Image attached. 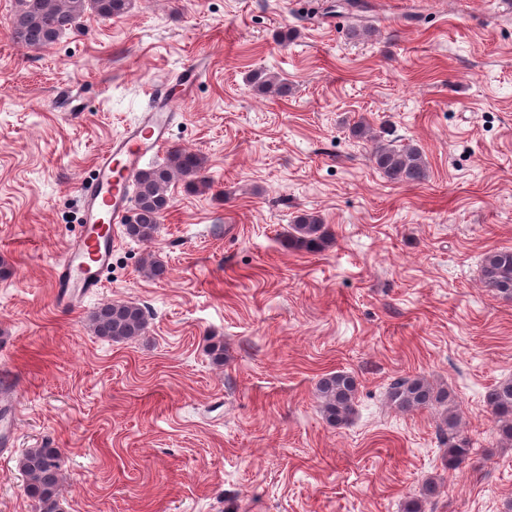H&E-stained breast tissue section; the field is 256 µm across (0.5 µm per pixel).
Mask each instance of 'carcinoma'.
<instances>
[{
    "label": "carcinoma",
    "instance_id": "1",
    "mask_svg": "<svg viewBox=\"0 0 512 512\" xmlns=\"http://www.w3.org/2000/svg\"><path fill=\"white\" fill-rule=\"evenodd\" d=\"M130 0H16L12 34L17 41L35 49L47 48L62 35L77 27L88 14L103 18L126 14ZM253 82L265 94H278L282 83L276 77L259 72ZM354 132L362 139L376 142L372 161L389 181L418 185L428 178L423 153L414 145H395L378 138L371 127L358 124ZM205 160L200 154L175 149L163 167L149 168L137 174L133 182L135 208L125 224V234L137 241L154 239L160 220L170 206L169 188L180 178L189 187L206 184ZM331 240V232L319 216L304 213L293 220L288 230V246L299 251L319 252ZM482 287L493 295L512 301V249L501 248L485 253L480 266ZM145 309L136 303L112 301L97 307L89 316L94 335L111 341H127L145 334ZM356 378L344 371L323 376L317 384L320 412L334 427L346 425L354 413ZM392 406L403 412L445 407L438 427L445 465L456 470L471 459L470 441L460 434L457 414L447 407L448 393L436 390L423 377L406 376L394 380L388 388ZM485 403L492 415L500 439L512 443V379L494 385L486 393ZM25 476V492L33 500L36 512H59L64 480L62 450L48 445L28 448L19 460ZM439 494L433 480L426 481L421 497L409 500L404 512H427Z\"/></svg>",
    "mask_w": 512,
    "mask_h": 512
}]
</instances>
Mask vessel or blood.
<instances>
[{
	"mask_svg": "<svg viewBox=\"0 0 512 512\" xmlns=\"http://www.w3.org/2000/svg\"><path fill=\"white\" fill-rule=\"evenodd\" d=\"M174 118L173 108L152 107L96 157L92 174L81 188V230L53 273L58 304L77 307L102 288L101 274L112 263L115 233L130 214L132 179L145 162L167 147Z\"/></svg>",
	"mask_w": 512,
	"mask_h": 512,
	"instance_id": "vessel-or-blood-1",
	"label": "vessel or blood"
}]
</instances>
